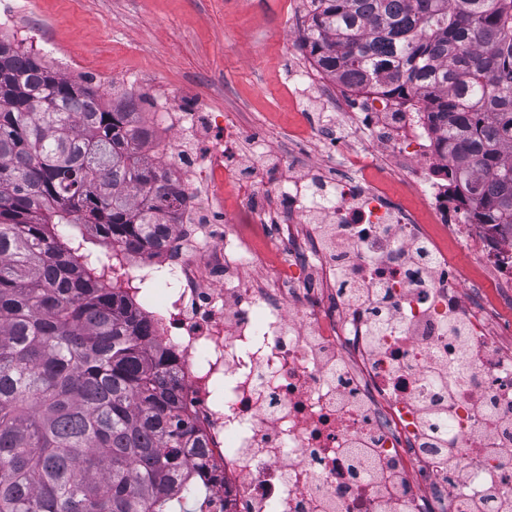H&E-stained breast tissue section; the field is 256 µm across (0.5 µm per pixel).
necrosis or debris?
Masks as SVG:
<instances>
[{
  "label": "necrosis or debris",
  "mask_w": 512,
  "mask_h": 512,
  "mask_svg": "<svg viewBox=\"0 0 512 512\" xmlns=\"http://www.w3.org/2000/svg\"><path fill=\"white\" fill-rule=\"evenodd\" d=\"M391 161L424 217L365 175L368 159L320 139L335 184L291 177L234 214L218 187L243 133L232 114L157 100L150 157L187 194L163 245L112 249L104 275L179 368L177 393L203 443L208 512H512V230L460 195L425 108L379 88L326 86ZM207 206H200V197ZM287 252L264 269L259 242ZM475 256L468 287L446 246ZM265 270V269H264ZM452 381L436 369L457 361ZM390 467L386 480L378 466Z\"/></svg>",
  "instance_id": "necrosis-or-debris-1"
}]
</instances>
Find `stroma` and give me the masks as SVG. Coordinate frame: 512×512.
I'll return each mask as SVG.
<instances>
[{"mask_svg": "<svg viewBox=\"0 0 512 512\" xmlns=\"http://www.w3.org/2000/svg\"><path fill=\"white\" fill-rule=\"evenodd\" d=\"M35 37L31 47L46 60L63 52L58 68L88 75L109 97L140 83L203 101L206 111L234 112L245 130L262 131L266 160L253 169L242 155L238 179L224 190L236 207L244 180L272 183L307 176L318 134L342 129L338 105L317 94L291 95L302 68L301 21L290 0H15Z\"/></svg>", "mask_w": 512, "mask_h": 512, "instance_id": "1", "label": "stroma"}]
</instances>
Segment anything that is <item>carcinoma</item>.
<instances>
[{"mask_svg":"<svg viewBox=\"0 0 512 512\" xmlns=\"http://www.w3.org/2000/svg\"><path fill=\"white\" fill-rule=\"evenodd\" d=\"M343 81L424 95L453 178L512 228V0H309ZM107 103L0 35V512H204L174 369L92 246L163 241L185 192Z\"/></svg>","mask_w":512,"mask_h":512,"instance_id":"obj_1","label":"carcinoma"}]
</instances>
